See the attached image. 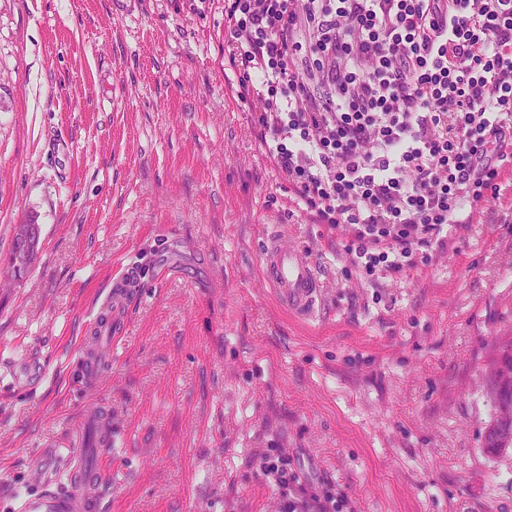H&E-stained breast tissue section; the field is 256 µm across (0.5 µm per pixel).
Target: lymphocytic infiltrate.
<instances>
[{
	"label": "lymphocytic infiltrate",
	"mask_w": 512,
	"mask_h": 512,
	"mask_svg": "<svg viewBox=\"0 0 512 512\" xmlns=\"http://www.w3.org/2000/svg\"><path fill=\"white\" fill-rule=\"evenodd\" d=\"M224 50L298 209L368 274L446 249L512 167V0H232ZM255 456L279 512H336L287 449Z\"/></svg>",
	"instance_id": "f902f5d3"
}]
</instances>
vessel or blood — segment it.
Wrapping results in <instances>:
<instances>
[{
	"instance_id": "vessel-or-blood-1",
	"label": "vessel or blood",
	"mask_w": 512,
	"mask_h": 512,
	"mask_svg": "<svg viewBox=\"0 0 512 512\" xmlns=\"http://www.w3.org/2000/svg\"><path fill=\"white\" fill-rule=\"evenodd\" d=\"M261 260L269 284L276 289L282 303L302 316H312L321 296L320 283L313 263L307 253L295 249L280 236L269 237L264 245ZM140 274L136 267H128L123 277L112 287L107 304L108 320L101 325L100 335L91 337L84 346L87 388L95 398L84 409L82 420L92 431H99L112 424V412L96 395L105 379V371L98 361V350L111 344L112 328L118 323L130 296L139 286ZM96 450L92 447L73 449L76 461L72 485L66 491L43 489L24 499L21 512H98L102 491L99 486V464L93 463Z\"/></svg>"
}]
</instances>
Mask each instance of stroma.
Returning <instances> with one entry per match:
<instances>
[{"label": "stroma", "instance_id": "obj_1", "mask_svg": "<svg viewBox=\"0 0 512 512\" xmlns=\"http://www.w3.org/2000/svg\"><path fill=\"white\" fill-rule=\"evenodd\" d=\"M227 5L0 0V512L62 487L90 401L79 358L129 265L102 512H279L260 448L342 512H512V449L482 445L486 367L512 335V169L447 250L369 283L263 153ZM29 222L18 282L4 260ZM275 230L314 263L316 317L264 280Z\"/></svg>", "mask_w": 512, "mask_h": 512}]
</instances>
